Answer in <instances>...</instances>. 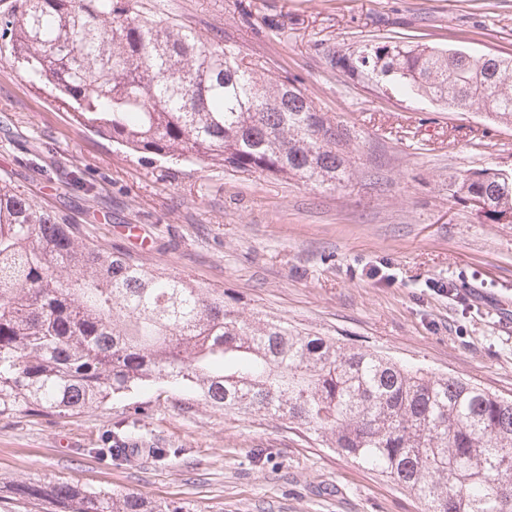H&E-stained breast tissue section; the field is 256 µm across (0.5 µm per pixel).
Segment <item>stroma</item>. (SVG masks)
<instances>
[{
  "label": "stroma",
  "instance_id": "obj_1",
  "mask_svg": "<svg viewBox=\"0 0 512 512\" xmlns=\"http://www.w3.org/2000/svg\"><path fill=\"white\" fill-rule=\"evenodd\" d=\"M297 80L350 127L346 187L238 176L125 152L73 123L0 51V182L82 236L338 344L512 399V224L456 203L450 176L512 171V127L330 70L369 39L512 53V0H145ZM80 171L85 183L70 180ZM133 448L95 456L109 434ZM171 449L164 461L148 444ZM69 482L185 512H424L417 496L288 421L217 411L164 384L73 416L0 417V512Z\"/></svg>",
  "mask_w": 512,
  "mask_h": 512
}]
</instances>
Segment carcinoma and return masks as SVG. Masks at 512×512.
Wrapping results in <instances>:
<instances>
[{
	"label": "carcinoma",
	"instance_id": "cac0c4a2",
	"mask_svg": "<svg viewBox=\"0 0 512 512\" xmlns=\"http://www.w3.org/2000/svg\"><path fill=\"white\" fill-rule=\"evenodd\" d=\"M0 40L21 76L89 132L141 155L342 188L351 130L289 78L140 0H16ZM331 69L512 126V54L367 40ZM485 220L512 214V173L450 181ZM204 404L265 413L322 438L425 503V512H512V400L368 350L255 319L224 295L112 252L0 185V416L73 414L150 383ZM16 493L57 512H185L136 492L68 483Z\"/></svg>",
	"mask_w": 512,
	"mask_h": 512
}]
</instances>
